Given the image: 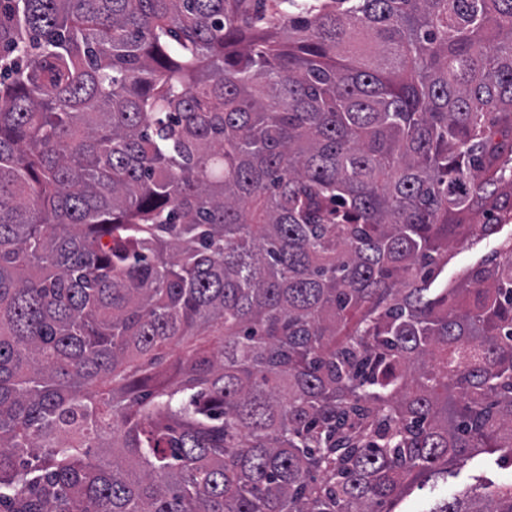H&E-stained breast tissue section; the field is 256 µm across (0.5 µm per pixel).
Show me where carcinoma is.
Listing matches in <instances>:
<instances>
[{"mask_svg":"<svg viewBox=\"0 0 512 512\" xmlns=\"http://www.w3.org/2000/svg\"><path fill=\"white\" fill-rule=\"evenodd\" d=\"M510 222L512 0H0V512L512 459V242L441 279ZM497 244L472 239L467 246L454 245L448 252V283L461 276L464 270L491 257Z\"/></svg>","mask_w":512,"mask_h":512,"instance_id":"carcinoma-1","label":"carcinoma"}]
</instances>
